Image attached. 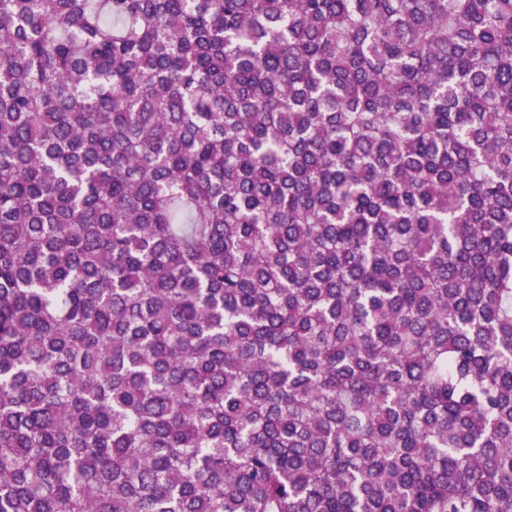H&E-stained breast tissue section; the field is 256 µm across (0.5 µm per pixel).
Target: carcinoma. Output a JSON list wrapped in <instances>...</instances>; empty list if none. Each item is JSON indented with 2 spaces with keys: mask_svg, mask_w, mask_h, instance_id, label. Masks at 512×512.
Returning <instances> with one entry per match:
<instances>
[{
  "mask_svg": "<svg viewBox=\"0 0 512 512\" xmlns=\"http://www.w3.org/2000/svg\"><path fill=\"white\" fill-rule=\"evenodd\" d=\"M0 512H512V0H0Z\"/></svg>",
  "mask_w": 512,
  "mask_h": 512,
  "instance_id": "cac0c4a2",
  "label": "carcinoma"
}]
</instances>
